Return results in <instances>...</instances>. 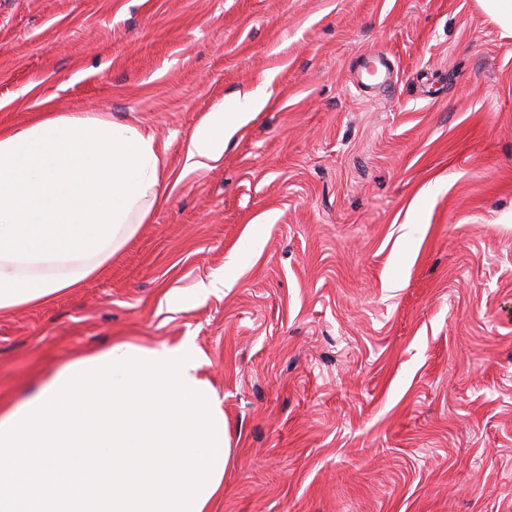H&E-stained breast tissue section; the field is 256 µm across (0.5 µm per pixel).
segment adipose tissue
I'll return each instance as SVG.
<instances>
[{"label":"adipose tissue","mask_w":512,"mask_h":512,"mask_svg":"<svg viewBox=\"0 0 512 512\" xmlns=\"http://www.w3.org/2000/svg\"><path fill=\"white\" fill-rule=\"evenodd\" d=\"M267 101L219 104L192 135L188 166L219 160ZM163 192L152 134L97 112L46 111L0 130V310L80 287L137 233Z\"/></svg>","instance_id":"adipose-tissue-1"}]
</instances>
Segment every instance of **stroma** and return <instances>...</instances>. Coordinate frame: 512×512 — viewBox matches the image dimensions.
<instances>
[{
    "label": "stroma",
    "instance_id": "35a3bbf8",
    "mask_svg": "<svg viewBox=\"0 0 512 512\" xmlns=\"http://www.w3.org/2000/svg\"><path fill=\"white\" fill-rule=\"evenodd\" d=\"M46 97L153 134L164 190L81 287L0 312L1 412L189 336L232 448L211 512H512V37L476 0H0V128ZM267 99L264 86H259L242 98L219 104L192 135L186 150L187 165L199 167L205 164L204 161L219 160L224 154V143L254 118Z\"/></svg>",
    "mask_w": 512,
    "mask_h": 512
}]
</instances>
